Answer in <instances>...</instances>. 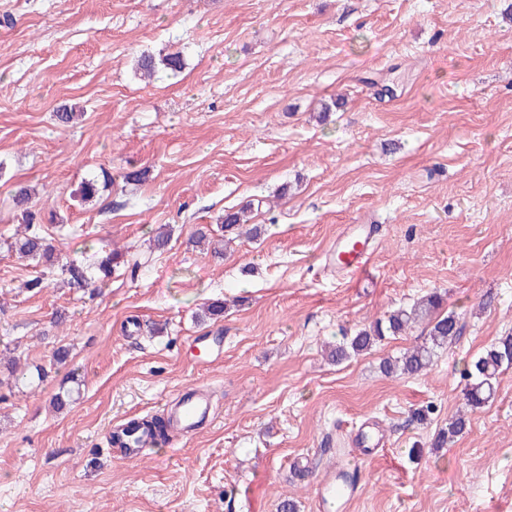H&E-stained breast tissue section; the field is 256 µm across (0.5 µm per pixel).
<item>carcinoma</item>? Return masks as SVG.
<instances>
[{
  "label": "carcinoma",
  "instance_id": "obj_1",
  "mask_svg": "<svg viewBox=\"0 0 512 512\" xmlns=\"http://www.w3.org/2000/svg\"><path fill=\"white\" fill-rule=\"evenodd\" d=\"M163 67L171 74L176 75L184 68V60L180 53H167L160 57L143 54L138 59V68L149 74L158 67ZM112 176L102 172V178H88L81 183L80 197L83 201L96 198L101 190L100 184H108ZM13 200L20 210L21 223L25 224L24 231L15 234L8 248L19 257L31 261L51 260L53 249L43 236L41 222L37 212L31 209V192L24 185L16 187ZM247 208L237 211L228 210L220 219L225 232H231L240 225L247 223ZM121 256L120 251L112 249L98 261L96 269L97 278L103 280L112 272L113 261ZM61 272L69 276L73 285L84 286L90 283L92 276L90 269L73 261L60 266ZM443 297L433 291L416 301L409 308H398L390 312L385 319L375 321L373 324L343 337L342 342L330 351L331 358L340 363L351 357L370 350L378 342L388 336L399 335L412 328V325L427 322V339L416 345L400 359H388L380 365L381 371L386 375H416L429 368L434 352L438 348L448 345L459 335L458 319L452 314L441 311ZM512 368V333L498 337L471 363L467 364L464 378L467 383L464 388V398L474 409L481 408L494 395L500 374ZM142 425L150 432V444L157 446L165 443L169 438V430L163 418L144 417ZM468 425L464 417H458L448 425V431L441 433L438 443L453 442L462 435Z\"/></svg>",
  "mask_w": 512,
  "mask_h": 512
}]
</instances>
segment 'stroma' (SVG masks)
Returning <instances> with one entry per match:
<instances>
[{"label": "stroma", "instance_id": "35a3bbf8", "mask_svg": "<svg viewBox=\"0 0 512 512\" xmlns=\"http://www.w3.org/2000/svg\"><path fill=\"white\" fill-rule=\"evenodd\" d=\"M176 50L178 75L136 73L141 53ZM64 106L77 123H58ZM20 184L63 260L106 244L145 257L137 277L119 267L94 291L18 260ZM245 204L260 237L220 257L189 244ZM346 224L381 232L368 270L340 278L326 250ZM435 290L461 332L427 373L380 370L417 328L327 359ZM217 299L223 318L204 317ZM511 331L512 0H0V358L48 371L0 386V512H277L287 496L313 512L365 421L385 445L355 456L348 512H512V369L474 411L461 376ZM194 387L213 419L114 454L116 420Z\"/></svg>", "mask_w": 512, "mask_h": 512}]
</instances>
